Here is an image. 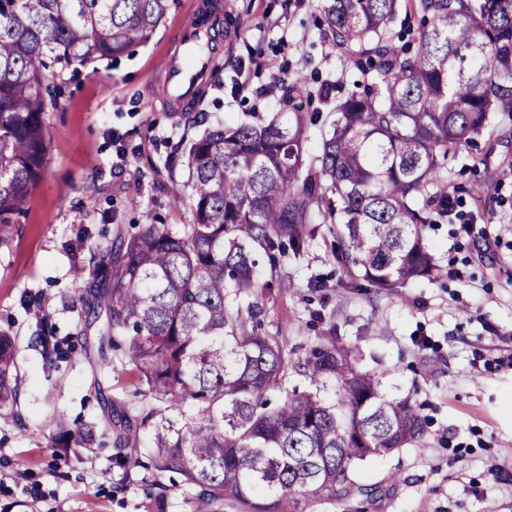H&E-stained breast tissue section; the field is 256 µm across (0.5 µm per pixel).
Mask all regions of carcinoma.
<instances>
[{"mask_svg":"<svg viewBox=\"0 0 512 512\" xmlns=\"http://www.w3.org/2000/svg\"><path fill=\"white\" fill-rule=\"evenodd\" d=\"M401 0H325L326 37L365 50L372 89L284 87L282 111L218 121L184 149L189 224H150L117 241L107 281L90 292L84 326L105 317L93 387L101 422L59 427L57 444L85 447L116 431L115 464L153 431L152 468L182 477L186 512H316L357 492L354 468L422 441L409 396L385 395L379 374L322 336L297 362L253 326V246L300 251L311 224H335L337 260L353 284L390 290L430 279L427 231L448 220L449 155L512 113V0H412L426 18L414 48L389 44ZM168 0H0V224L27 203L47 142L43 115L60 89L49 68L114 59L151 38ZM372 48H367V45ZM335 100L331 115L301 97ZM326 125L303 158L309 128ZM247 301L242 306L241 301ZM133 365L142 400L105 396L112 353ZM295 368L314 389L288 388ZM15 346L0 334V420L16 421ZM145 512H170L166 490Z\"/></svg>","mask_w":512,"mask_h":512,"instance_id":"1","label":"carcinoma"}]
</instances>
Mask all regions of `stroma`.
<instances>
[{"label": "stroma", "mask_w": 512, "mask_h": 512, "mask_svg": "<svg viewBox=\"0 0 512 512\" xmlns=\"http://www.w3.org/2000/svg\"><path fill=\"white\" fill-rule=\"evenodd\" d=\"M224 15V54L197 105L172 111L165 59L211 2ZM323 0H169L142 45L115 59L59 69L64 94L43 115L47 154L21 211L0 225V332L17 347L20 424L0 422V512H143L158 489L181 505L179 480L154 482L150 442L114 467L112 436L57 448L59 425L98 421L91 387L97 332L84 299L112 265L120 237L150 224L190 223L173 192L188 179L182 145L210 123L278 112L282 84L326 81L363 92L351 54L325 37ZM447 221L428 231L441 268L394 292L353 288L336 260L332 225L299 253L260 255L263 330L302 358L336 336L412 396L427 421L416 446L369 458L352 474L384 496L319 512H512V115L448 158ZM51 331L70 359L48 364L37 337Z\"/></svg>", "instance_id": "35a3bbf8"}]
</instances>
